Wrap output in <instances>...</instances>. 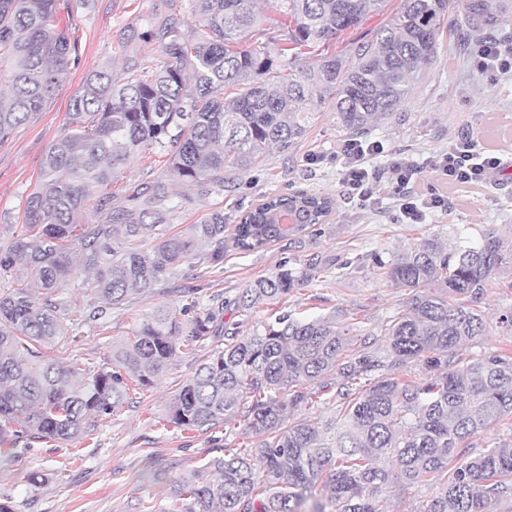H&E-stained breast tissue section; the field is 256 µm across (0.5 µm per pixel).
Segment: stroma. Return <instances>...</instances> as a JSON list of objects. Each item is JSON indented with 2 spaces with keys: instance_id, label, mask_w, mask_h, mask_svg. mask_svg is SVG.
<instances>
[{
  "instance_id": "obj_1",
  "label": "stroma",
  "mask_w": 512,
  "mask_h": 512,
  "mask_svg": "<svg viewBox=\"0 0 512 512\" xmlns=\"http://www.w3.org/2000/svg\"><path fill=\"white\" fill-rule=\"evenodd\" d=\"M69 3L77 60L68 79L42 112L0 142V237L5 239L24 221L26 197L40 177L48 147L67 131L70 99L84 75L106 65L113 75H120L130 56L150 66L161 60L152 46L141 42L124 46L119 37L127 27L141 26L143 19L163 11V0H94L88 9L79 0ZM492 123L512 129V81L490 84L470 67L455 38L442 34L428 74L392 117L373 127L370 137L381 141L385 151L372 164L384 167L399 154L417 162L425 177H432L433 159L447 151L462 130L480 138ZM346 136L335 112L320 108L310 112L305 137L288 151L272 152L247 170L225 169L222 190L201 193L170 185L168 229L173 234L200 223L215 210L223 211L226 224H236L266 196L295 190L333 195L336 207L318 231L299 242L284 240L246 254L229 247L220 267H198L157 286L148 297L130 295L109 318L86 324L77 335L49 349V356L81 368L100 367L111 358L113 344L131 338L153 309L181 308L185 292L196 286L201 289V306H208L214 297L223 299L225 324L239 323L247 329L275 311L326 317L345 330L348 354L385 352L386 325L402 310L408 291L379 279L375 259L393 258L427 239L451 247L477 239L479 231L489 226L511 238L512 179L451 188L446 212L422 224H396L390 201L365 209L345 198L336 165L305 164L307 155L332 153ZM167 167L168 157L161 152L134 159L111 186L116 201H123L128 183L166 178ZM311 258L332 265L330 285L295 289L273 308L248 317L237 311L235 300L253 280L270 275L283 260L303 263ZM501 279L480 300L486 336L479 344L459 348L458 356L512 353V326L500 322L502 315L512 314V269L502 273ZM211 354V347L205 346L177 355L153 386L138 391L133 400L82 437L70 441L24 438L15 446L0 448V500L12 501L14 512H140L144 504L153 512H171L175 481L203 459L224 452L226 426L184 430L165 422L173 399ZM442 485L438 476L415 485L395 484L379 495L378 507L380 512H422Z\"/></svg>"
}]
</instances>
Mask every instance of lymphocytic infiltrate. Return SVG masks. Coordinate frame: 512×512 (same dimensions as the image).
Here are the masks:
<instances>
[{
    "instance_id": "obj_1",
    "label": "lymphocytic infiltrate",
    "mask_w": 512,
    "mask_h": 512,
    "mask_svg": "<svg viewBox=\"0 0 512 512\" xmlns=\"http://www.w3.org/2000/svg\"><path fill=\"white\" fill-rule=\"evenodd\" d=\"M469 62L491 81L512 80V39L474 42ZM383 151L381 141L349 137L337 145L333 160L342 172L346 196L363 205L393 200L397 206L394 219L399 224L425 223L428 216L447 210L448 188L484 186L490 174L504 165L502 153L487 149L469 133L453 141L447 152L434 160L435 177L431 180L414 161L404 157L390 159L381 169L373 167L371 157Z\"/></svg>"
}]
</instances>
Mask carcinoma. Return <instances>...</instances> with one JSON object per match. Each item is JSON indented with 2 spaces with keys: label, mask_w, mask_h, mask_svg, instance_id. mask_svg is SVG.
<instances>
[{
  "label": "carcinoma",
  "mask_w": 512,
  "mask_h": 512,
  "mask_svg": "<svg viewBox=\"0 0 512 512\" xmlns=\"http://www.w3.org/2000/svg\"><path fill=\"white\" fill-rule=\"evenodd\" d=\"M285 45L275 54L255 33L271 21L258 0H192L198 26L171 11L127 30L125 41L156 46L162 64L135 59L119 77L84 76L69 105L70 130L53 143L28 195L24 224L0 243V444L18 438L79 437L129 399V383L149 387L177 354L224 339L192 373L169 409V423L211 429L241 413L245 432L263 439L226 448L180 478L175 512H304L317 482L336 512H379L391 485L443 474L423 512H492L512 502V445L469 454V439L512 419V353L454 357L484 335L476 308L496 274L512 268V241L496 228L446 250L428 240L377 265L409 290L385 328L383 356L346 354L345 332L327 319L288 312L241 331L224 329V303L154 310L133 338L112 346L109 365L81 372L42 349L106 316L132 292L149 296L178 272L224 262V211L168 235V186L127 188L138 206L112 207L110 186L135 156L169 155L168 177L203 192L224 187V167L248 168L285 151L307 132L309 112L325 105L355 136L396 111L434 62L447 27L486 38L512 14V0H274ZM66 0H0V142L43 110L65 83L76 52ZM390 12L370 39L334 47L374 15ZM319 49L311 63L302 49ZM102 213L81 224L87 199ZM330 195L293 191L266 197L241 216L235 249L293 240L333 210ZM294 214L284 227L275 216ZM152 238L144 250L139 243ZM92 274L89 308L55 298L74 273L73 255ZM325 278L318 261L276 271L235 302L244 315ZM44 291L38 301L32 289ZM420 364L421 381L407 378ZM339 375L333 416L312 423L295 411L312 402L308 385Z\"/></svg>",
  "instance_id": "1"
}]
</instances>
